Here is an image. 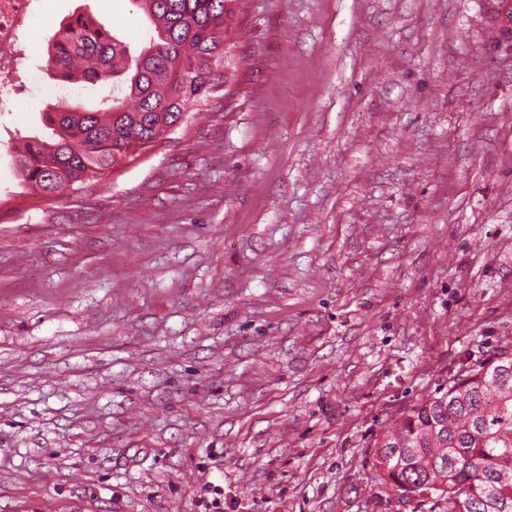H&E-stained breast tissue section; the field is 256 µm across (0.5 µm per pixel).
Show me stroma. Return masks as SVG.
Instances as JSON below:
<instances>
[{
	"instance_id": "obj_1",
	"label": "stroma",
	"mask_w": 512,
	"mask_h": 512,
	"mask_svg": "<svg viewBox=\"0 0 512 512\" xmlns=\"http://www.w3.org/2000/svg\"><path fill=\"white\" fill-rule=\"evenodd\" d=\"M138 51L134 0H55ZM480 0H240L225 89L76 193L0 116V512H429L387 422L512 351V54Z\"/></svg>"
}]
</instances>
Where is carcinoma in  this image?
<instances>
[{
  "mask_svg": "<svg viewBox=\"0 0 512 512\" xmlns=\"http://www.w3.org/2000/svg\"><path fill=\"white\" fill-rule=\"evenodd\" d=\"M151 26L133 57L125 42L78 16L47 38L46 69L65 81L110 85L94 110L42 113L48 138L15 149L24 192H77L172 134L192 106L220 90L228 0H138ZM374 468L408 499L438 512H512V353L462 371L402 413L375 442Z\"/></svg>",
  "mask_w": 512,
  "mask_h": 512,
  "instance_id": "cac0c4a2",
  "label": "carcinoma"
}]
</instances>
